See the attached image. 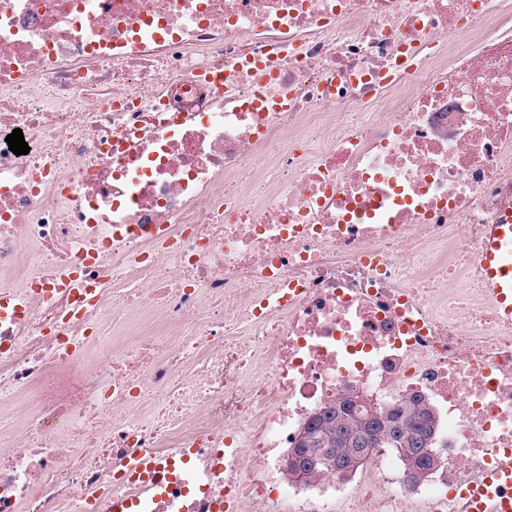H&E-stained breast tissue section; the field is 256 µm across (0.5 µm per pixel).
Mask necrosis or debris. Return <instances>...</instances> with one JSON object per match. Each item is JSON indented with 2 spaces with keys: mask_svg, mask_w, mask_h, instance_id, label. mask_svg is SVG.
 Masks as SVG:
<instances>
[{
  "mask_svg": "<svg viewBox=\"0 0 512 512\" xmlns=\"http://www.w3.org/2000/svg\"><path fill=\"white\" fill-rule=\"evenodd\" d=\"M507 207L512 0H0V512H467ZM351 386L425 397L446 466L289 481ZM477 259L484 270V284L504 313L512 320V212L506 210L502 224L488 225Z\"/></svg>",
  "mask_w": 512,
  "mask_h": 512,
  "instance_id": "1",
  "label": "necrosis or debris"
}]
</instances>
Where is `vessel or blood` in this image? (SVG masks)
<instances>
[{"label":"vessel or blood","instance_id":"1","mask_svg":"<svg viewBox=\"0 0 512 512\" xmlns=\"http://www.w3.org/2000/svg\"><path fill=\"white\" fill-rule=\"evenodd\" d=\"M477 259L484 284L495 298L505 320H512V212L501 223L488 225ZM461 496L469 512H512V463L502 464L478 483L468 484Z\"/></svg>","mask_w":512,"mask_h":512}]
</instances>
